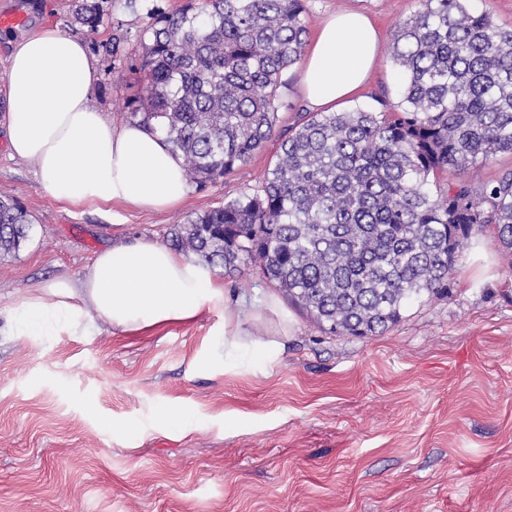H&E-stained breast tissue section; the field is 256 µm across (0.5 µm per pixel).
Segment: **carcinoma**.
<instances>
[{"mask_svg": "<svg viewBox=\"0 0 512 512\" xmlns=\"http://www.w3.org/2000/svg\"><path fill=\"white\" fill-rule=\"evenodd\" d=\"M103 0H75L94 33ZM466 0H420L392 35L399 100L304 112L279 144L262 193L177 225L172 245L232 275L252 266L337 336H376L414 304L449 294L460 245L492 227L512 265V169L473 188L429 178L512 154V28ZM129 119L161 133L202 188L271 137L284 72L308 37L301 0H187L155 14ZM16 198H0V255L29 238Z\"/></svg>", "mask_w": 512, "mask_h": 512, "instance_id": "cac0c4a2", "label": "carcinoma"}]
</instances>
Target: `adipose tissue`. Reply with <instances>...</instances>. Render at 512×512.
<instances>
[{"label":"adipose tissue","instance_id":"ef3b65f1","mask_svg":"<svg viewBox=\"0 0 512 512\" xmlns=\"http://www.w3.org/2000/svg\"><path fill=\"white\" fill-rule=\"evenodd\" d=\"M372 20L344 10L323 22L302 60L304 99L327 111L351 100L376 61ZM97 72L81 39L43 27L11 44L6 72V139L29 162L42 188L73 206L115 203L162 211L181 205L189 183L181 160L161 137L135 124L112 126L89 105ZM224 311V354L252 348L274 361L279 343L252 338L240 312L224 304L211 268L151 239L99 251L80 279L61 277L20 298L8 315L19 336L40 335L51 322L83 334L109 327L139 332Z\"/></svg>","mask_w":512,"mask_h":512}]
</instances>
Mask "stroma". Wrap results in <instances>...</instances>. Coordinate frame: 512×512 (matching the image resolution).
Segmentation results:
<instances>
[{"label": "stroma", "mask_w": 512, "mask_h": 512, "mask_svg": "<svg viewBox=\"0 0 512 512\" xmlns=\"http://www.w3.org/2000/svg\"><path fill=\"white\" fill-rule=\"evenodd\" d=\"M185 0H105L94 34L72 22V0H0V120L10 38L42 25L81 38L99 70L91 106L114 126L146 85L140 35L151 14ZM309 32L349 8L381 42L349 108L396 101L388 50L419 0H302ZM124 36V51L102 49ZM301 67L283 79L276 134L243 164L163 212L122 205L103 214L60 203L0 130V197L32 221L26 245L0 258V308L60 276L77 278L113 240L169 244L177 224L261 189L280 133L304 109ZM222 279L225 307L252 337L292 326L274 362L246 350L225 359L224 309L145 333L12 336L0 317V512H512V264L492 232L461 249L448 297L413 305L379 336H333L253 268ZM275 297L279 310L265 306ZM172 409L182 426L153 423ZM126 422L125 432L112 421Z\"/></svg>", "instance_id": "1"}]
</instances>
